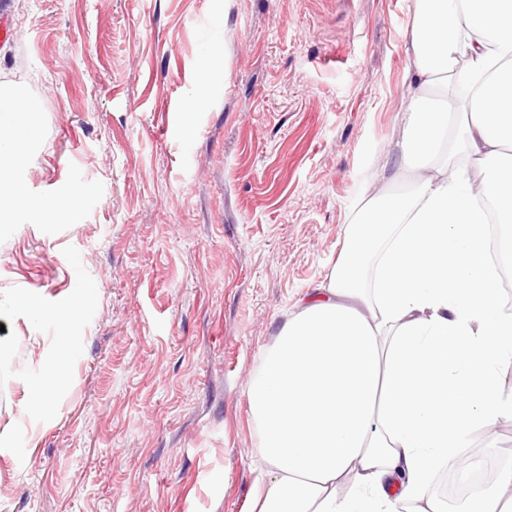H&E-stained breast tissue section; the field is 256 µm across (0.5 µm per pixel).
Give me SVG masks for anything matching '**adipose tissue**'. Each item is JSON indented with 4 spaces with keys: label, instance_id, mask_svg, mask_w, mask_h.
Listing matches in <instances>:
<instances>
[{
    "label": "adipose tissue",
    "instance_id": "1",
    "mask_svg": "<svg viewBox=\"0 0 512 512\" xmlns=\"http://www.w3.org/2000/svg\"><path fill=\"white\" fill-rule=\"evenodd\" d=\"M410 54L397 165L410 178L362 195L328 287L250 380L269 480L249 512H443L434 475L474 429L512 418V315L481 205L512 256V0H415ZM41 123L25 87L1 82V225L78 213L71 194L34 201L16 173ZM450 143L480 182L439 161Z\"/></svg>",
    "mask_w": 512,
    "mask_h": 512
}]
</instances>
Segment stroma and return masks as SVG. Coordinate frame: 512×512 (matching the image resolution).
Listing matches in <instances>:
<instances>
[{"label": "stroma", "mask_w": 512, "mask_h": 512, "mask_svg": "<svg viewBox=\"0 0 512 512\" xmlns=\"http://www.w3.org/2000/svg\"><path fill=\"white\" fill-rule=\"evenodd\" d=\"M413 7L0 0V77L43 112L17 174L79 204L0 227V512H246L249 379L394 172ZM206 57L224 81L190 112ZM67 334L47 415L31 384ZM505 448L512 419L453 466Z\"/></svg>", "instance_id": "stroma-1"}]
</instances>
